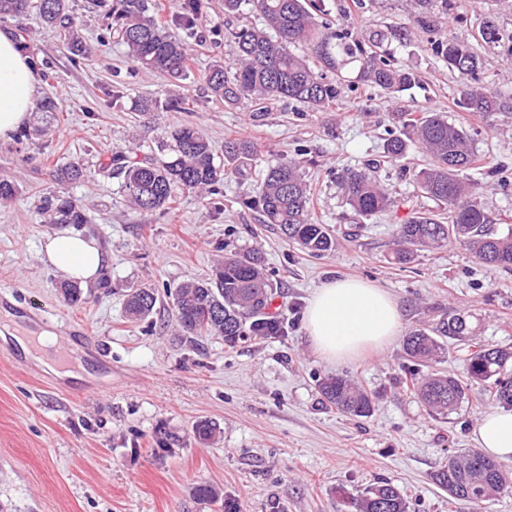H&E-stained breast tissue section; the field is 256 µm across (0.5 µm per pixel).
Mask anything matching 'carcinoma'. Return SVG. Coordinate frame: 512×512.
<instances>
[{
    "instance_id": "1",
    "label": "carcinoma",
    "mask_w": 512,
    "mask_h": 512,
    "mask_svg": "<svg viewBox=\"0 0 512 512\" xmlns=\"http://www.w3.org/2000/svg\"><path fill=\"white\" fill-rule=\"evenodd\" d=\"M411 25L426 30L434 26L432 9L440 4L448 13L449 0H411ZM247 4L259 13L265 27L242 26L228 32L236 47L234 70L216 63L205 75L212 97L228 107L289 100L315 112L331 109L342 90L356 91L365 85L386 94L408 90L415 74L381 50L382 41L363 36L327 17L321 0H223L224 15L240 13ZM104 10L105 31L115 32L126 46L134 67L159 72L178 81L189 77V46L185 37L194 33L205 4L202 0H176L175 28L158 18L153 0H92ZM36 9L51 33L64 36L74 63L87 58L69 0H0V19ZM483 42L500 41L496 22L484 18L479 26ZM302 45L308 54L292 47ZM435 56L464 79L458 106L468 112H512V100L502 97L480 78L481 57L467 43L443 33L431 41ZM359 63L357 76L348 80L342 73L344 62ZM398 122L409 139L391 132L383 144V157L402 160L408 141L418 144L430 158L416 172L415 183L439 212L415 213L397 225L392 259L409 264L415 251L437 249L454 241L471 251L490 269L512 266V230L500 233L474 184L460 179V173L477 161L469 136L448 122L441 112H426L420 118L410 112L397 113ZM170 151L165 159L132 162L122 154L112 156V172L123 176L130 201L144 211H165L176 189L221 194L224 178L246 173L245 164L256 159L258 145L247 139L224 142V157H218L210 141L193 125L181 124L167 131ZM374 164L363 169L346 167L336 184L356 215L368 219L394 206L389 193L375 180ZM83 177V167L72 163L57 173L59 188L41 196L40 209L51 224H87L89 218L80 200L64 191V185ZM247 205L256 209L263 224H276L289 241L312 255L334 250L336 239L329 226L317 223L310 212L307 184L301 161L282 158L267 166L255 182ZM276 285L265 272V258L255 250H235L224 254L210 274L177 287L173 307L184 341L217 336L232 347L249 337L275 336L282 320L269 312ZM158 297L150 288H131L125 299L126 313L138 321L147 318ZM472 339L467 318L446 312L434 327H416L403 339V353L410 365L405 374L414 393L434 418L445 419L468 399L475 384H490L493 401L512 408V362L509 349L478 345L467 358L461 375L433 368L447 353L445 339ZM323 401L355 417L371 415L374 395L344 376L318 380ZM434 484L448 493L451 502L474 507L512 491V480L497 460L478 449H468L448 457L432 475ZM354 512H408L405 493L390 481H378L360 490L351 499Z\"/></svg>"
}]
</instances>
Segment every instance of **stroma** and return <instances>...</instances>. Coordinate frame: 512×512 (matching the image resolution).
<instances>
[{
	"label": "stroma",
	"instance_id": "obj_1",
	"mask_svg": "<svg viewBox=\"0 0 512 512\" xmlns=\"http://www.w3.org/2000/svg\"><path fill=\"white\" fill-rule=\"evenodd\" d=\"M189 37L190 78L133 69L118 39L101 40V19L88 0H71L89 60L74 65L62 38L29 12L0 20L41 75L40 97L58 112H33L42 135L0 141V176L17 194L0 204V287L51 313L48 325L67 336L71 321L87 338H73L71 375L60 376L29 360L11 335L0 336V512H348L347 501L378 480L408 495L409 512H471L449 504L432 473L456 449L473 447V431L495 409L487 387H473L468 402L446 420L432 419L403 385L401 340L361 358L330 363L313 349L302 325L311 294L323 282L357 276L386 289L397 302L402 332L432 322L443 311L468 315L483 343L512 349V269L490 270L463 246L419 252L408 265L389 261L397 224L413 212L434 209L414 190V172L427 161L409 146L397 163H383L377 178L396 208L365 220L343 201L333 170L362 167L380 157L388 131H400L394 113L441 112L472 138L479 158L464 181L479 184L481 200L500 231L512 229V112L488 115L457 105L462 79L430 49V35L398 32L409 23L404 0H324L331 15L363 35L380 33L383 47L418 77L410 90L388 96L371 87L344 92L332 111L295 113L270 104L254 122L251 108H229L213 98L203 74L231 64L226 28L261 25L251 9L225 16L221 0H208ZM440 27L471 45L483 61L481 76L512 98V0H451ZM494 15L498 44H486L479 24ZM121 90L113 102V90ZM186 97V111L140 114L141 100ZM191 123L223 153L224 141L248 137L260 153L247 177L225 180L221 211L197 194L175 190L164 212L136 209L120 176L110 174L113 153L141 160L164 153V131ZM303 146L311 212L329 225L336 248L317 258L286 241L275 224H263L242 203L255 178L283 154ZM69 162L85 176L69 187L90 224L81 234L107 252V287L89 283L83 302L60 295V272L40 250L56 225L38 213L53 172ZM264 253L278 284L272 310L283 335L230 347L210 337L190 345L177 338L170 292L209 273L224 244ZM155 288L153 314L141 321L125 312L128 288ZM344 375L375 394L370 416L354 417L323 404L317 381ZM215 423L207 443L193 434L197 421ZM219 488L220 498H198V486Z\"/></svg>",
	"mask_w": 512,
	"mask_h": 512
}]
</instances>
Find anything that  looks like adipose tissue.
Instances as JSON below:
<instances>
[{
  "mask_svg": "<svg viewBox=\"0 0 512 512\" xmlns=\"http://www.w3.org/2000/svg\"><path fill=\"white\" fill-rule=\"evenodd\" d=\"M39 88V77L12 34L0 29V140L10 139L28 120ZM41 256L64 277L81 283L95 280L106 262L93 240L71 230L48 235ZM400 328V310L393 297L357 277L324 282L304 311L305 332L315 352L329 362L384 347ZM473 438L489 455L512 458V412L486 413Z\"/></svg>",
  "mask_w": 512,
  "mask_h": 512,
  "instance_id": "ef3b65f1",
  "label": "adipose tissue"
}]
</instances>
